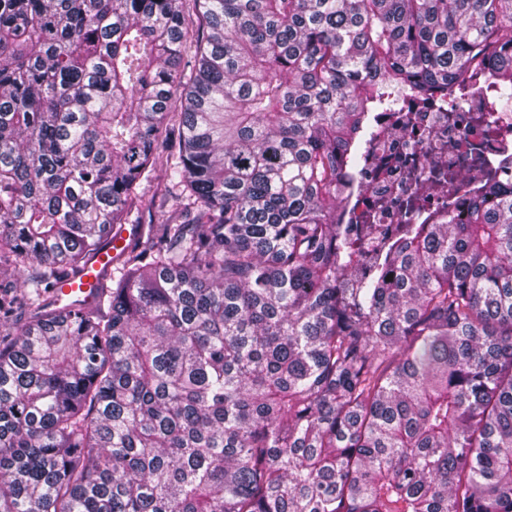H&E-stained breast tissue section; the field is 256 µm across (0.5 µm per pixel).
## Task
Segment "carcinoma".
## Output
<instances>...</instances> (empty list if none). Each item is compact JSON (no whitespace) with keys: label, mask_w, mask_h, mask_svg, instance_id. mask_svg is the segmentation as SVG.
I'll return each mask as SVG.
<instances>
[{"label":"carcinoma","mask_w":512,"mask_h":512,"mask_svg":"<svg viewBox=\"0 0 512 512\" xmlns=\"http://www.w3.org/2000/svg\"><path fill=\"white\" fill-rule=\"evenodd\" d=\"M192 5L0 0V512H512V180L336 223L394 91L512 113V0ZM163 184L156 180L153 183H144L139 192L141 194V207L139 213L140 224H156L159 217L162 200ZM130 225L126 224V228L129 231L131 230ZM126 228L125 226L121 228L115 227L113 231H110L107 238V246L96 258L92 269L82 276L80 285H65L63 288L64 294L70 295L73 293L81 301H89L95 298L102 281L103 271L110 268L112 258L116 256L127 238L130 237V233Z\"/></svg>","instance_id":"obj_1"}]
</instances>
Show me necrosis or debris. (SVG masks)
Wrapping results in <instances>:
<instances>
[{
	"instance_id": "4bbe7bcc",
	"label": "necrosis or debris",
	"mask_w": 512,
	"mask_h": 512,
	"mask_svg": "<svg viewBox=\"0 0 512 512\" xmlns=\"http://www.w3.org/2000/svg\"><path fill=\"white\" fill-rule=\"evenodd\" d=\"M488 86L476 80L458 95L454 108L436 100L414 103L413 123L424 133L421 142L405 135L396 115L379 120L384 133L375 142L368 160L365 192L356 197L354 209L345 213L344 223L353 224L360 212L375 209L377 199H386L376 209V221L389 238L406 231L397 203L410 193L414 183L430 184L434 164L451 166L480 182L483 171L512 176V113L489 114Z\"/></svg>"
}]
</instances>
